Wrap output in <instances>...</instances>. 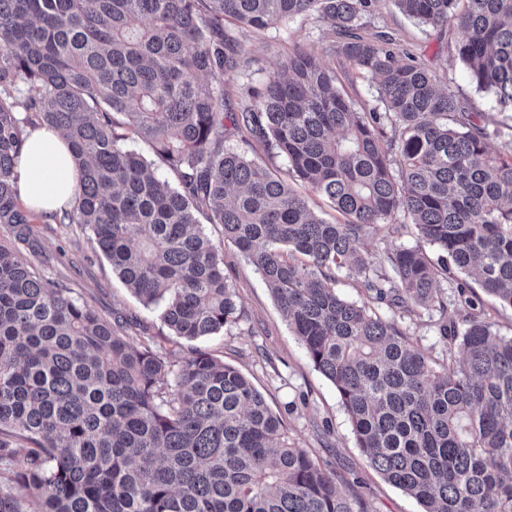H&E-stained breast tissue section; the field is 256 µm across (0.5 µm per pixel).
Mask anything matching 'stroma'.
<instances>
[{
  "label": "stroma",
  "mask_w": 512,
  "mask_h": 512,
  "mask_svg": "<svg viewBox=\"0 0 512 512\" xmlns=\"http://www.w3.org/2000/svg\"><path fill=\"white\" fill-rule=\"evenodd\" d=\"M371 23L398 34L409 51L437 72L448 74L451 88L471 98L479 110L500 113L506 121L512 119L511 112L500 111L491 94L477 90L461 66L452 65L447 33L416 25L398 13L390 0H379ZM292 38L306 41L322 57L332 43L328 24L319 19L290 20L265 32L244 31L242 40L254 84H262L278 69ZM203 229L222 245L224 272L233 283L240 318L224 332L200 340V347L239 369L252 382L282 417L297 446L357 479L371 512H422V505L368 464L335 387L313 368L254 266L235 246L225 243L220 225L207 223ZM20 250L46 276L68 282L101 315L126 317L133 323L132 335L153 337L157 346L173 349L168 329L113 275L110 263L95 251L83 226L31 216L29 241ZM437 318V313L423 312L401 321L414 348L433 360L441 359L444 351Z\"/></svg>",
  "instance_id": "1"
}]
</instances>
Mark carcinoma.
I'll list each match as a JSON object with an SVG mask.
<instances>
[{"mask_svg":"<svg viewBox=\"0 0 512 512\" xmlns=\"http://www.w3.org/2000/svg\"><path fill=\"white\" fill-rule=\"evenodd\" d=\"M376 2L0 0V463L14 484L0 512H21V490L41 512H368L357 481L289 442L236 368L198 346L174 361L134 344L22 256L16 165L40 126L62 131L81 161L63 219L92 233L171 335L195 341L238 319L204 212L336 388L370 466L423 512H512V337L493 331L474 291L512 308V124L392 33L370 31ZM390 2L458 30L453 59L512 109V0ZM296 17L328 23L331 61L296 42L262 88L238 85L239 111H224L226 86L247 70L243 30ZM347 64L374 100L348 95ZM231 137L286 158L342 219L319 217ZM393 222L415 245L387 253V273L368 239ZM342 269L396 313L437 312L448 358L426 359L395 319L341 296Z\"/></svg>","mask_w":512,"mask_h":512,"instance_id":"1","label":"carcinoma"}]
</instances>
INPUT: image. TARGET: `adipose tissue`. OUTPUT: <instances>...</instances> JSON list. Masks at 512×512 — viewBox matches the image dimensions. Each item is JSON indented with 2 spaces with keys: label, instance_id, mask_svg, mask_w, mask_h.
<instances>
[{
  "label": "adipose tissue",
  "instance_id": "1",
  "mask_svg": "<svg viewBox=\"0 0 512 512\" xmlns=\"http://www.w3.org/2000/svg\"><path fill=\"white\" fill-rule=\"evenodd\" d=\"M17 172L19 196L36 213L55 212L75 198L78 162L58 130L41 127L31 131Z\"/></svg>",
  "mask_w": 512,
  "mask_h": 512
}]
</instances>
